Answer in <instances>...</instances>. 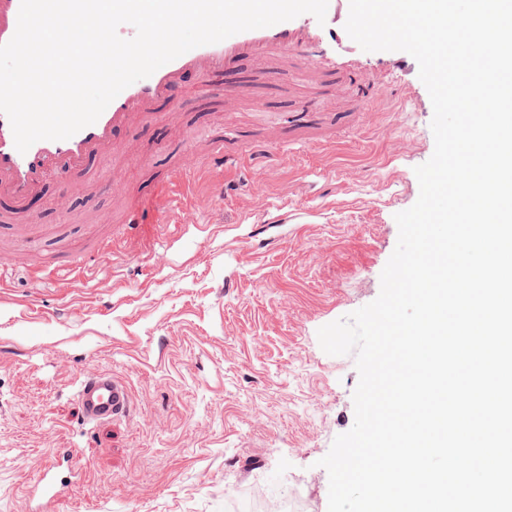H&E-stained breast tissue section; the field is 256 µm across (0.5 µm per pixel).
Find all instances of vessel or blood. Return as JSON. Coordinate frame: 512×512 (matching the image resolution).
Returning <instances> with one entry per match:
<instances>
[{
    "mask_svg": "<svg viewBox=\"0 0 512 512\" xmlns=\"http://www.w3.org/2000/svg\"><path fill=\"white\" fill-rule=\"evenodd\" d=\"M20 4L21 0H0V44L7 43L14 35ZM348 16L349 0H329L325 21L303 14L193 48L150 77L122 90L92 125L65 140L37 141L24 153L16 149L9 120L0 113V194L9 195L20 204L43 180H63L83 170L89 154L109 160L118 158L119 145L112 140L113 129L168 120L170 113L177 111L183 93L180 76L189 69L196 70L202 79V96L218 97L220 105L226 107L236 101L237 91L212 94L211 78L223 66L233 65L243 57H254L266 67L277 68L305 50L309 53L310 72L343 83L348 67L357 62V44L345 31ZM223 160L224 143L220 140L211 142L203 154L186 153L155 187L163 209H170L176 203L178 190L188 188L203 165ZM76 397L81 422L89 428L126 421L131 412L125 381L109 371L82 375Z\"/></svg>",
    "mask_w": 512,
    "mask_h": 512,
    "instance_id": "1",
    "label": "vessel or blood"
}]
</instances>
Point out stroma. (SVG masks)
Instances as JSON below:
<instances>
[{"instance_id": "1", "label": "stroma", "mask_w": 512, "mask_h": 512, "mask_svg": "<svg viewBox=\"0 0 512 512\" xmlns=\"http://www.w3.org/2000/svg\"><path fill=\"white\" fill-rule=\"evenodd\" d=\"M383 94L310 86L239 60L207 107L187 75L171 123L117 131L143 155L129 182L158 216L154 181L216 131L277 141L261 171L247 154L201 173L154 244L113 239L125 201L112 164L90 158L24 204L0 197V512H28L52 449H76L84 482L52 512H327L319 461L355 420L354 355L317 331L372 302L435 148L433 107L402 51L362 52ZM224 186L216 197V186ZM70 200L56 207L59 195ZM84 256L75 263L74 250ZM128 381L129 421L82 426L78 377Z\"/></svg>"}]
</instances>
